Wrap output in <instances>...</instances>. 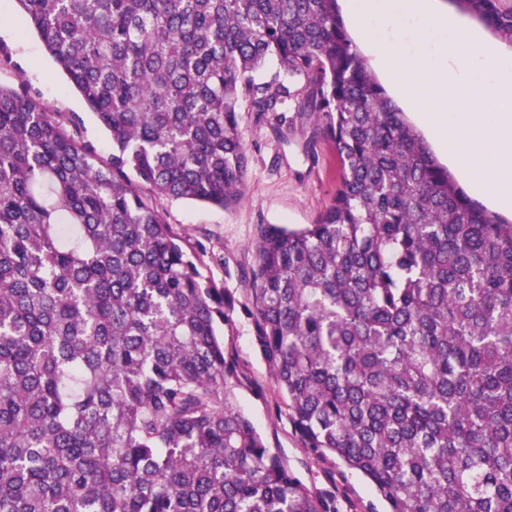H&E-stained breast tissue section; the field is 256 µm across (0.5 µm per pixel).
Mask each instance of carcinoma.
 I'll return each mask as SVG.
<instances>
[{"mask_svg":"<svg viewBox=\"0 0 512 512\" xmlns=\"http://www.w3.org/2000/svg\"><path fill=\"white\" fill-rule=\"evenodd\" d=\"M13 2L112 155L0 85V512H333L239 406L231 304L158 206L240 203L241 105L290 101L340 175L257 248L255 339L303 446L386 512H512V222L437 161L338 0ZM454 2L512 44V0ZM344 4H345V1L344 0H341L339 1V5H340V10H341V13H342V16H343V19H344V22H345V25H346V28H347V31L348 33L350 34L351 38L353 39V41L355 42L359 52L361 53V55L364 57L366 63H367V66H368V69L372 72V74L375 76V78L377 79V81L379 83H381V85L384 87V89L386 90V93L387 95L393 100V102L398 105L403 112H406V116L408 118V120L417 128V130L419 132H421V134L425 137V139L427 140V142L429 143L434 155L436 156V158L438 159V161L443 164L444 166H448V170L454 174L456 176V178L458 179L459 183L462 185V187L465 189V191L475 200H478L479 202H481L484 206H486L490 211H493V212H496V213H499L503 216H505L506 218L510 219L511 218V215H512V212L505 215V214H502L498 211H496L495 209H493L492 207H490L482 198L479 197V195L477 193H475V191L473 190L472 188V184L471 182H467L463 179H461L456 170L449 166L448 165V162L446 159H444L440 153V151L438 150L437 146L435 145L434 143V140L431 136V134L425 130L423 128V126H421L419 123H417L414 119V111L412 110V108L406 104L405 102H402V101H399L397 100L391 93L390 89L388 88V86L386 85V83L384 82V80L382 79L381 75L379 74L378 70L376 69V66L374 64V61L373 59L367 55L363 50H361L360 46L357 44V40H356V36H355V33H354V30H353V27L351 25V22L346 14V11L344 9Z\"/></svg>","mask_w":512,"mask_h":512,"instance_id":"cac0c4a2","label":"carcinoma"}]
</instances>
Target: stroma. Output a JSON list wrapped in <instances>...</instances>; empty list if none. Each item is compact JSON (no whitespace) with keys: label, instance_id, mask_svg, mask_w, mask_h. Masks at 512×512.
<instances>
[{"label":"stroma","instance_id":"1","mask_svg":"<svg viewBox=\"0 0 512 512\" xmlns=\"http://www.w3.org/2000/svg\"><path fill=\"white\" fill-rule=\"evenodd\" d=\"M0 52L9 57L0 64V85L22 88L60 118L76 119L77 141L109 159L112 142L104 126L13 4L0 16ZM239 124L248 156L240 204L223 210L163 199L160 210L165 222L197 252L201 273L232 301L224 349L242 371L239 405L270 450L336 512H367L371 507L384 512V502L360 474L337 459H317L303 448L255 341L251 288L260 230L267 224L299 227L317 222L340 183L333 145L307 114L289 113L282 124L276 115L260 116L244 107Z\"/></svg>","mask_w":512,"mask_h":512}]
</instances>
